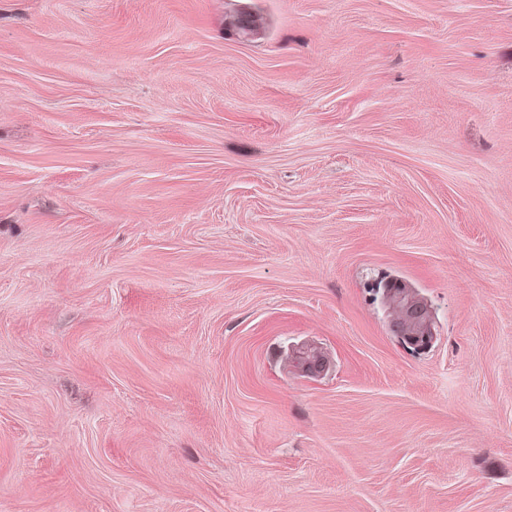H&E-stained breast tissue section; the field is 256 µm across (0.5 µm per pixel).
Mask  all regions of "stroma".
Listing matches in <instances>:
<instances>
[{
    "mask_svg": "<svg viewBox=\"0 0 512 512\" xmlns=\"http://www.w3.org/2000/svg\"><path fill=\"white\" fill-rule=\"evenodd\" d=\"M0 512H512V0H0Z\"/></svg>",
    "mask_w": 512,
    "mask_h": 512,
    "instance_id": "obj_1",
    "label": "stroma"
}]
</instances>
